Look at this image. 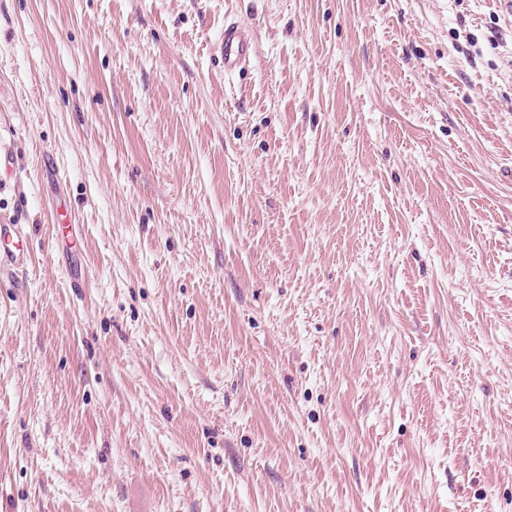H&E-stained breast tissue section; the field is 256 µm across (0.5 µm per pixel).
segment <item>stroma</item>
I'll return each instance as SVG.
<instances>
[{
  "label": "stroma",
  "mask_w": 512,
  "mask_h": 512,
  "mask_svg": "<svg viewBox=\"0 0 512 512\" xmlns=\"http://www.w3.org/2000/svg\"><path fill=\"white\" fill-rule=\"evenodd\" d=\"M0 157V512H512V0H0ZM254 53V39L250 29L238 24H224V36L220 54L224 59V71L231 74L250 60ZM22 230L18 224H0V267L1 265L23 266L27 256L19 246L11 245L20 240Z\"/></svg>",
  "instance_id": "stroma-1"
}]
</instances>
